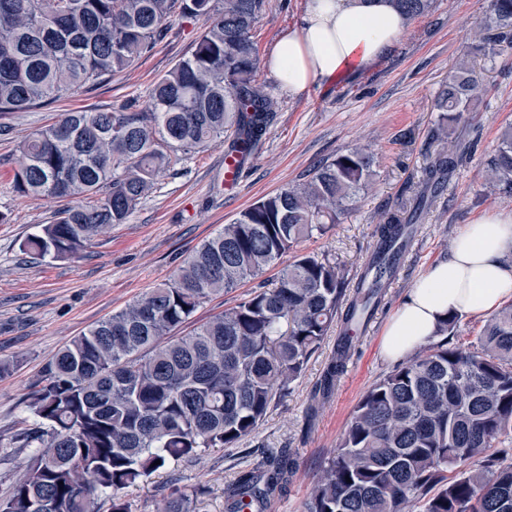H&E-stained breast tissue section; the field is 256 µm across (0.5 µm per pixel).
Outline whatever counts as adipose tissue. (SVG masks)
<instances>
[{"label": "adipose tissue", "mask_w": 512, "mask_h": 512, "mask_svg": "<svg viewBox=\"0 0 512 512\" xmlns=\"http://www.w3.org/2000/svg\"><path fill=\"white\" fill-rule=\"evenodd\" d=\"M408 25L393 0H308L297 30L275 44L267 65L299 95L373 66ZM510 300L512 211L501 210L464 225L447 258L410 288L384 328L382 352L400 360L433 339L448 317L488 316Z\"/></svg>", "instance_id": "adipose-tissue-1"}]
</instances>
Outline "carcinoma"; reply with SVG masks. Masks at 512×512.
Instances as JSON below:
<instances>
[{
	"label": "carcinoma",
	"instance_id": "obj_1",
	"mask_svg": "<svg viewBox=\"0 0 512 512\" xmlns=\"http://www.w3.org/2000/svg\"><path fill=\"white\" fill-rule=\"evenodd\" d=\"M434 0H395L409 17ZM268 0H0V113L22 112L90 88L149 54L175 16L204 21L191 55L158 78L152 109L71 111L22 145L14 170L24 198L69 204L25 250L73 259L127 223L183 154L224 135L248 156L274 118L256 81L251 32ZM488 54L512 48V0H489ZM480 80L460 62L435 107V134L471 110ZM468 153H438L412 206L382 214L363 272L349 277L326 255L296 253L272 286L189 323L213 294L256 279L305 239L351 211L373 177L355 148L309 178L262 198L189 254L173 277L73 339L43 366L16 434L35 454L0 512H131L124 490L208 448L251 435L283 399L331 328L336 347L320 390L328 394L353 349L352 332L382 303L414 232ZM495 193L512 197V123L486 162ZM512 432V300L489 316L473 349L448 341L422 349L364 393L304 503V512H512V456L490 452ZM161 464H155V461ZM297 468L268 452L224 485L228 512H261ZM204 486L173 488L162 512H195Z\"/></svg>",
	"mask_w": 512,
	"mask_h": 512
}]
</instances>
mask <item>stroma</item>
Returning a JSON list of instances; mask_svg holds the SVG:
<instances>
[{"label":"stroma","instance_id":"35a3bbf8","mask_svg":"<svg viewBox=\"0 0 512 512\" xmlns=\"http://www.w3.org/2000/svg\"><path fill=\"white\" fill-rule=\"evenodd\" d=\"M306 0H270L252 35L260 63L256 80L275 103V118L234 189L224 186L225 144L188 152L178 175L159 178L127 223L96 237L70 260L40 259L25 251L26 239L63 207L56 198L25 199L13 188L19 145L31 133L71 110L110 111L130 99L151 108L155 80L191 54L200 21L174 19L153 51L126 71L90 89L23 112L0 114V360L14 362L0 378V497L6 496L34 454L14 437L28 417V397L43 365L75 337L120 311L150 288L172 277L204 240L258 199L303 182L322 161L355 148L375 159L376 175L356 208L322 236L300 244L303 252L326 254L357 276L372 249L383 211L411 202L432 154L472 145L443 194L417 224L387 295L328 400L317 385L336 346L328 335L309 359L292 391L258 429L231 448H211L127 489L132 512H158L172 488L198 483L210 492L196 512H225L224 484L257 457L287 451L297 471L286 496L266 512H303L313 481L336 449L364 392L395 367L381 354L389 316L409 288L446 257L459 228L474 218L512 210V198L486 181L485 160L500 129L512 122V56L480 52L488 32V0H436L432 11L411 20L389 54L359 76L340 75L294 96L282 87L266 60L275 43L297 29ZM470 55L483 93L471 112L433 138L435 102L449 71Z\"/></svg>","mask_w":512,"mask_h":512}]
</instances>
